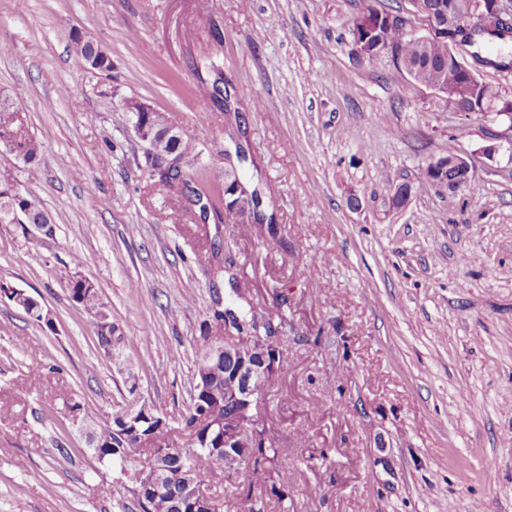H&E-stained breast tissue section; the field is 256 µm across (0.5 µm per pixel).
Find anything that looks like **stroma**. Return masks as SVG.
<instances>
[{"mask_svg": "<svg viewBox=\"0 0 512 512\" xmlns=\"http://www.w3.org/2000/svg\"><path fill=\"white\" fill-rule=\"evenodd\" d=\"M408 6L0 0V95L40 145L28 164L0 146V182L53 218L47 231L0 224V285L52 321L0 297V512H139L66 404L99 427L137 394L163 415L189 402L191 343L212 314L199 209L154 186L124 101L164 112L223 181L213 64L246 111L255 163L242 175L278 231L230 219L206 234L235 254L256 311L278 293L288 305L283 367L260 404L277 458L248 484L218 471L212 495L224 512L246 495L264 512H512V122L457 111L390 56H356L362 12ZM79 33L111 70L83 66ZM449 154L468 161V186L419 187ZM80 276L100 314L73 299Z\"/></svg>", "mask_w": 512, "mask_h": 512, "instance_id": "1", "label": "stroma"}]
</instances>
